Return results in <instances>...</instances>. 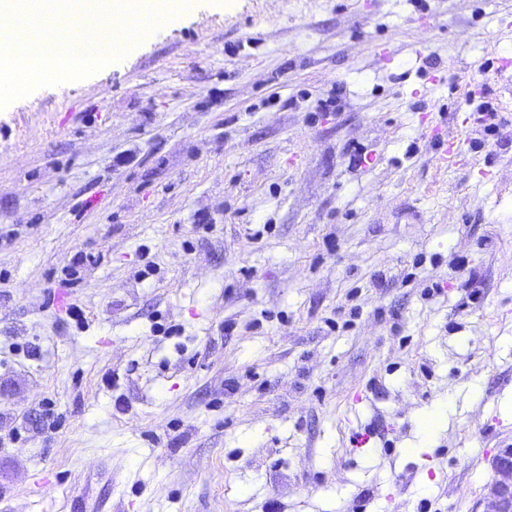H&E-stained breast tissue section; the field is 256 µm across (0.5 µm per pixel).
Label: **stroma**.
<instances>
[{
    "label": "stroma",
    "instance_id": "1",
    "mask_svg": "<svg viewBox=\"0 0 512 512\" xmlns=\"http://www.w3.org/2000/svg\"><path fill=\"white\" fill-rule=\"evenodd\" d=\"M508 50L512 0H196L0 110V512L94 506L107 463L117 512H484ZM473 112L474 123L483 128L487 135H495L505 123V119L499 117L489 102L480 103Z\"/></svg>",
    "mask_w": 512,
    "mask_h": 512
}]
</instances>
